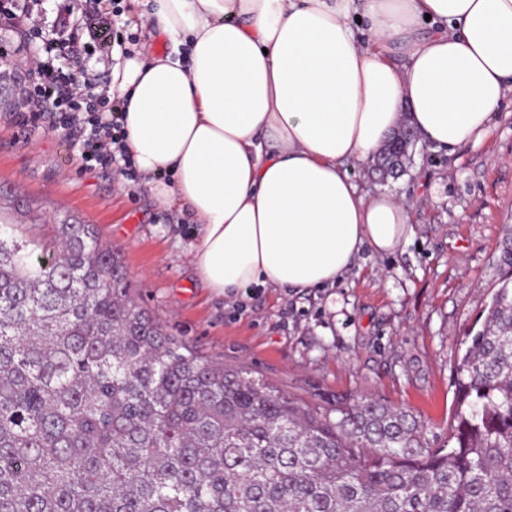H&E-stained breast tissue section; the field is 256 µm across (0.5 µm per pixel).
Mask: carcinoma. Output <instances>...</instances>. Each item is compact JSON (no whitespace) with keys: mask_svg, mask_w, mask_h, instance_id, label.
Instances as JSON below:
<instances>
[{"mask_svg":"<svg viewBox=\"0 0 512 512\" xmlns=\"http://www.w3.org/2000/svg\"><path fill=\"white\" fill-rule=\"evenodd\" d=\"M455 387L438 448L373 399L333 420L169 338L93 225L0 224V512H512V280Z\"/></svg>","mask_w":512,"mask_h":512,"instance_id":"cac0c4a2","label":"carcinoma"}]
</instances>
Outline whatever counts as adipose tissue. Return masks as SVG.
Masks as SVG:
<instances>
[{
	"label": "adipose tissue",
	"mask_w": 512,
	"mask_h": 512,
	"mask_svg": "<svg viewBox=\"0 0 512 512\" xmlns=\"http://www.w3.org/2000/svg\"><path fill=\"white\" fill-rule=\"evenodd\" d=\"M163 56L115 69L127 149L200 226L203 284L333 287L415 235L414 204L351 175L409 125L454 153L512 91V0H154Z\"/></svg>",
	"instance_id": "ef3b65f1"
}]
</instances>
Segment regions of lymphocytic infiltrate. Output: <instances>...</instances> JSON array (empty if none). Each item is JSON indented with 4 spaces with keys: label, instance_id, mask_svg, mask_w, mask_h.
Wrapping results in <instances>:
<instances>
[{
    "label": "lymphocytic infiltrate",
    "instance_id": "1",
    "mask_svg": "<svg viewBox=\"0 0 512 512\" xmlns=\"http://www.w3.org/2000/svg\"><path fill=\"white\" fill-rule=\"evenodd\" d=\"M73 7L102 57L112 55L120 39L112 35L96 0H74ZM97 83V72L83 63L74 39L47 36L21 88L22 110L34 127L46 126L73 138L86 168L116 163L132 168L124 127L126 103L96 92Z\"/></svg>",
    "mask_w": 512,
    "mask_h": 512
}]
</instances>
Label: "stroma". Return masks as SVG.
<instances>
[{"instance_id":"35a3bbf8","label":"stroma","mask_w":512,"mask_h":512,"mask_svg":"<svg viewBox=\"0 0 512 512\" xmlns=\"http://www.w3.org/2000/svg\"><path fill=\"white\" fill-rule=\"evenodd\" d=\"M122 7L114 30L134 39V52L166 49L150 7ZM38 46L28 26L0 27V86H22ZM358 183L414 201L415 235L400 252L362 254L332 288L225 297L191 262L199 225L156 204L120 166L84 168L72 140L26 124L20 107L0 108V188L32 202L24 217L0 207L1 221L41 238L70 216L96 225L119 249L133 299L169 336L324 412L340 397L411 409L438 446L448 438L457 360L512 246V95L481 144L447 156L418 143L398 178L367 167Z\"/></svg>"}]
</instances>
